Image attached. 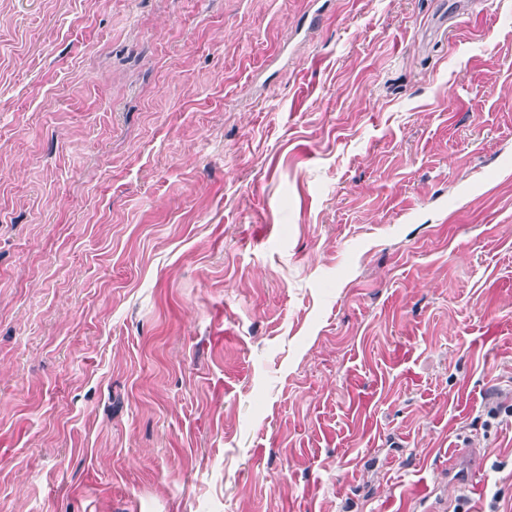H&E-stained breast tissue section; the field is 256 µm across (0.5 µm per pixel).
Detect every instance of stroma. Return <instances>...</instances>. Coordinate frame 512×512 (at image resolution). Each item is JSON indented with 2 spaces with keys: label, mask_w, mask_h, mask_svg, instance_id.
Instances as JSON below:
<instances>
[{
  "label": "stroma",
  "mask_w": 512,
  "mask_h": 512,
  "mask_svg": "<svg viewBox=\"0 0 512 512\" xmlns=\"http://www.w3.org/2000/svg\"><path fill=\"white\" fill-rule=\"evenodd\" d=\"M493 402L512 0H0V512H512Z\"/></svg>",
  "instance_id": "obj_1"
}]
</instances>
